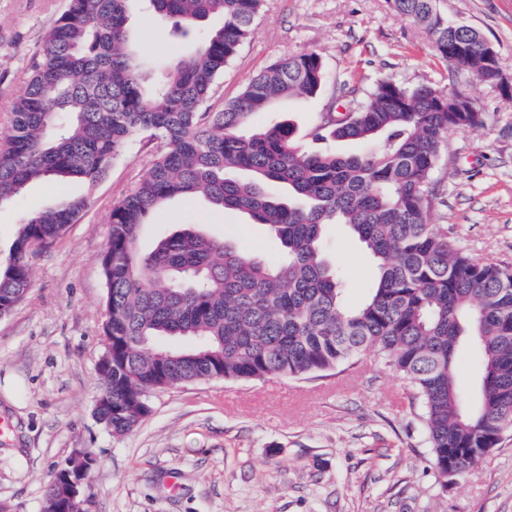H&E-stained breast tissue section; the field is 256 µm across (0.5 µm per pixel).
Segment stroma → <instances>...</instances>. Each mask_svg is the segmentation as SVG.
<instances>
[{
  "instance_id": "35a3bbf8",
  "label": "stroma",
  "mask_w": 512,
  "mask_h": 512,
  "mask_svg": "<svg viewBox=\"0 0 512 512\" xmlns=\"http://www.w3.org/2000/svg\"><path fill=\"white\" fill-rule=\"evenodd\" d=\"M449 19L477 30L512 79V0H437ZM66 0H0V136L24 92L33 60ZM132 0L131 44L163 80L172 58L192 47L171 44L167 26L143 25ZM315 52L321 93L282 100L257 124L290 121L308 132L343 90L390 78L464 90L482 114L479 126L449 132L430 185L432 219L449 242L480 262L512 268V96L437 57L415 23L389 0H264L253 29L225 68L210 101L221 109L255 74L280 57ZM161 141L131 140L93 190L36 181L0 206V258L29 213L87 192L82 218L30 257L31 288L0 318V505L43 512L45 489L75 449H94L85 486L87 512H512V428L460 481L441 483L409 381L377 356L306 378L209 380L155 391L149 414L122 438L95 417L98 363L106 349L100 258L113 203L152 166ZM178 224L243 246L267 263L282 247L266 226L200 197L158 207L140 247ZM326 254L348 272L346 301L362 302L375 270L363 245L331 228Z\"/></svg>"
}]
</instances>
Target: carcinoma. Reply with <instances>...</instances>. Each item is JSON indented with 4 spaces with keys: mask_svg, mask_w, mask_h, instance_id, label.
<instances>
[{
    "mask_svg": "<svg viewBox=\"0 0 512 512\" xmlns=\"http://www.w3.org/2000/svg\"><path fill=\"white\" fill-rule=\"evenodd\" d=\"M132 0H68L44 38L0 139V205L33 181L79 179L95 187L129 139L149 132L162 146L152 167L110 214L101 258L111 362L98 369L112 408L98 409L114 437L149 412V394L199 380L299 377L352 365L365 352L407 377L422 408L431 463L443 483L462 476L512 427V270L476 262L432 223L429 185L448 132L479 125L458 112L461 90L380 79L348 117L321 115L313 141L374 144L367 152L308 145L288 122L251 118L279 100L323 88L316 53L290 54L253 76L213 111L224 68L258 18L262 0H145L146 16L187 37L211 21L196 52L176 56L152 84L131 49ZM437 0H390L418 23L436 55L493 81L479 33L448 24ZM196 195L240 211L279 239L269 265L242 247L184 224L143 252L138 242L166 200ZM84 196H70L17 225L0 264V308L13 310L31 286L29 242H54L77 223ZM342 225L363 244L376 275L365 300L345 302V269L322 248ZM477 354L475 396L456 375L458 351ZM44 508L83 512L80 502Z\"/></svg>",
    "mask_w": 512,
    "mask_h": 512,
    "instance_id": "obj_1",
    "label": "carcinoma"
}]
</instances>
